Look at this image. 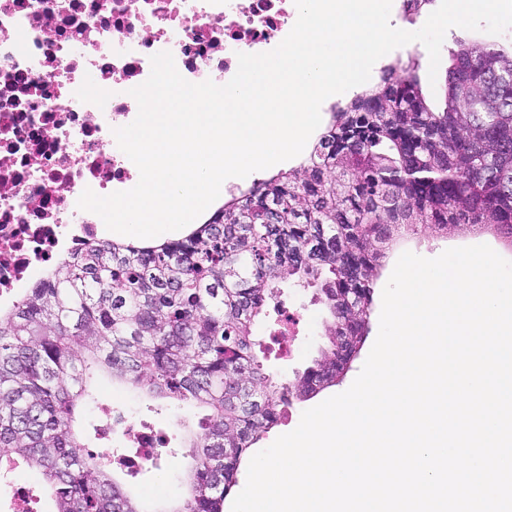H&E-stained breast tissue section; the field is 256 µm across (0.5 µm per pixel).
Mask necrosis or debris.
Masks as SVG:
<instances>
[{"label": "necrosis or debris", "instance_id": "obj_1", "mask_svg": "<svg viewBox=\"0 0 512 512\" xmlns=\"http://www.w3.org/2000/svg\"><path fill=\"white\" fill-rule=\"evenodd\" d=\"M293 0H0V303L39 284L64 254L100 238L85 189H132L114 129L138 108L128 88L171 52L189 82L222 85L238 53L277 47Z\"/></svg>", "mask_w": 512, "mask_h": 512}]
</instances>
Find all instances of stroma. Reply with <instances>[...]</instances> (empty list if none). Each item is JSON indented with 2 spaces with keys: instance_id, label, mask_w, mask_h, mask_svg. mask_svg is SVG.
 <instances>
[{
  "instance_id": "35a3bbf8",
  "label": "stroma",
  "mask_w": 512,
  "mask_h": 512,
  "mask_svg": "<svg viewBox=\"0 0 512 512\" xmlns=\"http://www.w3.org/2000/svg\"><path fill=\"white\" fill-rule=\"evenodd\" d=\"M484 42L499 46L512 45V29L500 35H490L482 31H470L458 27L450 28L441 48V60L436 80H429V57L426 48L418 42L409 43L395 49L379 59L373 67L371 84H378L380 73L397 59L415 58L418 67L416 74L424 96L436 106H443L445 99V80L451 64V53L460 42ZM489 245L506 260L512 261V247L500 238L493 230L464 227L463 230L440 234L403 233L392 248L387 250L383 265L376 280V292L373 296L372 313L370 316V332L363 343L358 356L351 364L342 383L327 388L319 393V400H326L349 388L360 373L379 332V317L382 305L381 293L388 282L399 256L406 251L422 257L434 258L444 250L453 247ZM276 307L292 310L299 314L300 324L297 334L290 343L276 344L269 337L267 324H260L256 329L257 338L266 347L264 366L267 371L277 373L282 379H292L294 374L303 371L317 358L324 341L323 324L324 309L315 299L313 290H303L282 286L274 300ZM114 413L122 417L144 424L151 429L175 435L181 420H196L197 409H188L175 405L168 406L159 412L149 411L146 401L137 400L122 387L113 385L110 379L98 378L95 384V401L81 409L79 413L81 426L85 434H92L97 421L106 413ZM190 463L185 449H177L176 453H163L156 469L138 473L136 476H122L124 488L140 496L147 502H163L176 498L181 488L178 476Z\"/></svg>"
}]
</instances>
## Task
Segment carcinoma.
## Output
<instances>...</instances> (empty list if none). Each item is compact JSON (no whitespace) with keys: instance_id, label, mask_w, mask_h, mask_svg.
Listing matches in <instances>:
<instances>
[{"instance_id":"1","label":"carcinoma","mask_w":512,"mask_h":512,"mask_svg":"<svg viewBox=\"0 0 512 512\" xmlns=\"http://www.w3.org/2000/svg\"><path fill=\"white\" fill-rule=\"evenodd\" d=\"M416 60L331 116L296 167L232 196L184 237L93 242L0 311V464L38 474L52 512H224L251 449L284 407L344 377L369 330L379 259L413 232L483 224L512 246V49L461 43L445 107L427 104ZM314 288L320 358L294 379L265 372L255 328L278 284ZM105 371L151 400L204 409L183 425L185 495L149 510L121 468L75 429Z\"/></svg>"}]
</instances>
